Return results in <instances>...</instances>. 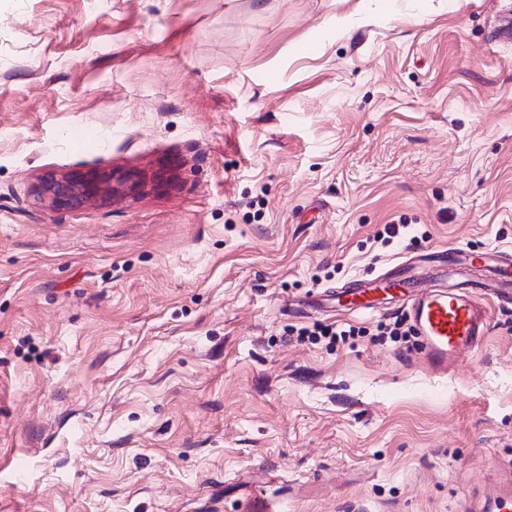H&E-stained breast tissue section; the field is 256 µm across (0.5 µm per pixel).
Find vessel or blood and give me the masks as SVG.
Returning <instances> with one entry per match:
<instances>
[{
    "instance_id": "b4317fda",
    "label": "vessel or blood",
    "mask_w": 512,
    "mask_h": 512,
    "mask_svg": "<svg viewBox=\"0 0 512 512\" xmlns=\"http://www.w3.org/2000/svg\"><path fill=\"white\" fill-rule=\"evenodd\" d=\"M474 268L487 271L483 286L488 295L512 303V255L503 251L466 254L448 269L405 267L397 275L377 276L338 291L336 299L341 307L354 311H374L391 303L407 308L422 338L426 361L443 372L460 349L475 346L488 330L484 303L447 287L449 274Z\"/></svg>"
}]
</instances>
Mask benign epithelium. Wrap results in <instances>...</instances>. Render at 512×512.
I'll return each mask as SVG.
<instances>
[{
    "instance_id": "7a95c632",
    "label": "benign epithelium",
    "mask_w": 512,
    "mask_h": 512,
    "mask_svg": "<svg viewBox=\"0 0 512 512\" xmlns=\"http://www.w3.org/2000/svg\"><path fill=\"white\" fill-rule=\"evenodd\" d=\"M146 177L137 171L120 175L47 172L34 186L33 201L48 211L75 210L91 203L106 204L139 192Z\"/></svg>"
}]
</instances>
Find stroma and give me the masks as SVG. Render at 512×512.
I'll list each match as a JSON object with an SVG mask.
<instances>
[{"instance_id": "35a3bbf8", "label": "stroma", "mask_w": 512, "mask_h": 512, "mask_svg": "<svg viewBox=\"0 0 512 512\" xmlns=\"http://www.w3.org/2000/svg\"><path fill=\"white\" fill-rule=\"evenodd\" d=\"M510 10L0 0V512H497L512 305L437 374L327 296L512 253ZM146 177L137 171L88 175L80 172H47L34 186L33 201L48 211L75 210L91 203L106 204L138 193Z\"/></svg>"}]
</instances>
